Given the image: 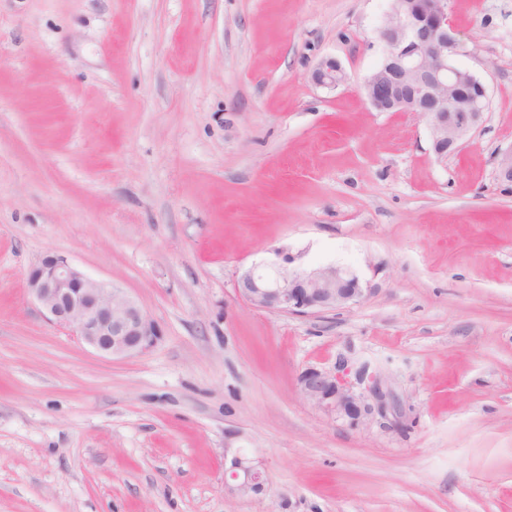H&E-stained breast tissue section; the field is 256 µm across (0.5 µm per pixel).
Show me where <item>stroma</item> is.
<instances>
[{
    "label": "stroma",
    "mask_w": 512,
    "mask_h": 512,
    "mask_svg": "<svg viewBox=\"0 0 512 512\" xmlns=\"http://www.w3.org/2000/svg\"><path fill=\"white\" fill-rule=\"evenodd\" d=\"M390 5L0 0V512H512V0H448L489 101L444 162L363 94ZM278 248L363 298L254 308L235 283ZM48 255L133 296L156 346L47 321ZM342 357L386 402L357 429L298 389ZM237 451L263 494L225 492ZM311 79L314 84L326 89H336L347 80V75L341 63L335 58L321 61L313 70Z\"/></svg>",
    "instance_id": "35a3bbf8"
}]
</instances>
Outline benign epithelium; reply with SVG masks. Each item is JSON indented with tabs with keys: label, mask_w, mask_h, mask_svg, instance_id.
Here are the masks:
<instances>
[{
	"label": "benign epithelium",
	"mask_w": 512,
	"mask_h": 512,
	"mask_svg": "<svg viewBox=\"0 0 512 512\" xmlns=\"http://www.w3.org/2000/svg\"><path fill=\"white\" fill-rule=\"evenodd\" d=\"M381 63L364 84L378 112H413L426 118L437 157L458 150L483 122L487 88L458 66L461 46L448 20V0H392L380 28ZM314 84L334 89L347 75L334 58L313 70ZM276 260L244 272L236 282L248 304L272 313L309 314L355 304L363 296L357 274L326 264L292 268L295 258L282 249ZM28 288L46 318L62 326L101 356L132 357L150 350L160 336L157 323L123 289L87 276L60 255L46 256L27 274ZM301 395L314 408L352 428L383 413L379 382L367 370H352L341 360L332 370L308 368L298 377ZM233 496L265 490L259 461L235 453L225 468Z\"/></svg>",
	"instance_id": "benign-epithelium-1"
}]
</instances>
